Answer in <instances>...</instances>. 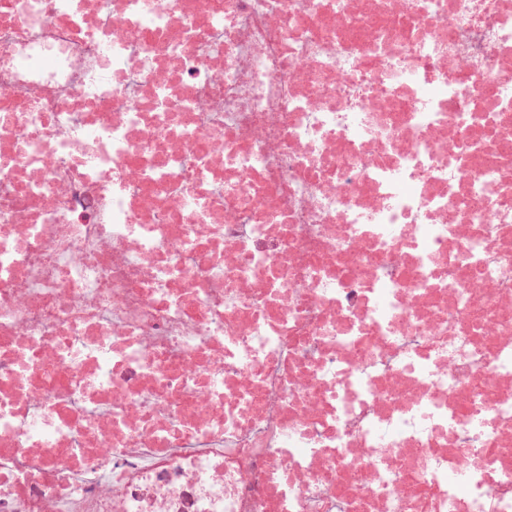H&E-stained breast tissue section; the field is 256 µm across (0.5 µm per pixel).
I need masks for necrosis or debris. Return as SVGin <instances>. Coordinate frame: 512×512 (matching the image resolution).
<instances>
[{
	"label": "necrosis or debris",
	"instance_id": "4bbe7bcc",
	"mask_svg": "<svg viewBox=\"0 0 512 512\" xmlns=\"http://www.w3.org/2000/svg\"><path fill=\"white\" fill-rule=\"evenodd\" d=\"M0 512H512V0H0Z\"/></svg>",
	"mask_w": 512,
	"mask_h": 512
}]
</instances>
